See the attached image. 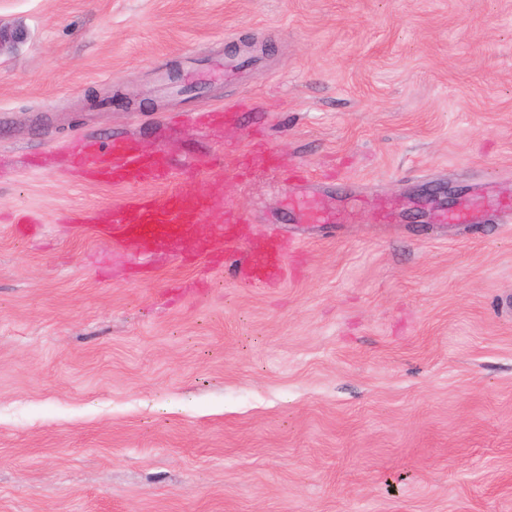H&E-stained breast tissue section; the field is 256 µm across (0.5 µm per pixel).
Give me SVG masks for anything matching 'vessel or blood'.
I'll use <instances>...</instances> for the list:
<instances>
[{
  "instance_id": "b4317fda",
  "label": "vessel or blood",
  "mask_w": 512,
  "mask_h": 512,
  "mask_svg": "<svg viewBox=\"0 0 512 512\" xmlns=\"http://www.w3.org/2000/svg\"><path fill=\"white\" fill-rule=\"evenodd\" d=\"M74 163L86 179L113 185H136L164 178L169 169L166 154L145 152L130 138L108 145L86 141L73 151ZM69 223L88 224L119 246L137 240L143 252H191L194 256L223 257L225 269L246 283L267 286L284 276L287 262L278 239L255 241L239 232L242 213L218 206L193 179H185L171 192L144 195L136 201L94 212L69 216ZM212 223L208 238L193 239L192 227Z\"/></svg>"
}]
</instances>
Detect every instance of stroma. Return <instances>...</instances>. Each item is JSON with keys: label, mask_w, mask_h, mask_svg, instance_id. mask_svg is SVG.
<instances>
[{"label": "stroma", "mask_w": 512, "mask_h": 512, "mask_svg": "<svg viewBox=\"0 0 512 512\" xmlns=\"http://www.w3.org/2000/svg\"><path fill=\"white\" fill-rule=\"evenodd\" d=\"M0 29V512H512V0H0ZM124 135L222 176L283 280L63 223L160 191L60 154ZM257 143L307 179L227 176ZM448 184L504 207L407 223ZM298 191L356 223H292Z\"/></svg>", "instance_id": "stroma-1"}]
</instances>
